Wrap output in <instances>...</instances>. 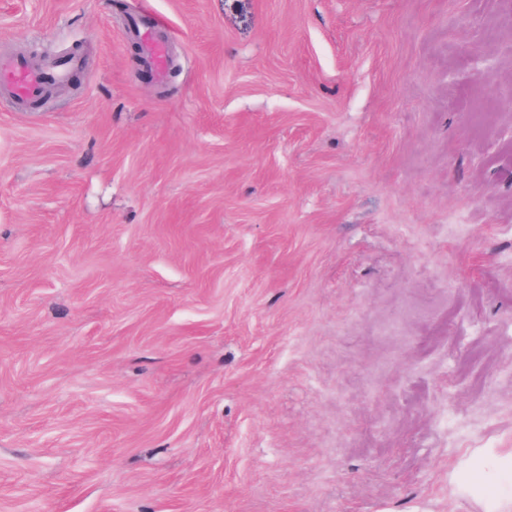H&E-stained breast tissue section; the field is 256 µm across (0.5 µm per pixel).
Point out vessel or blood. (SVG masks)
I'll return each instance as SVG.
<instances>
[{"mask_svg": "<svg viewBox=\"0 0 512 512\" xmlns=\"http://www.w3.org/2000/svg\"><path fill=\"white\" fill-rule=\"evenodd\" d=\"M130 34L137 36L143 54L155 74L168 67V45L148 18L133 19ZM82 61L71 56L39 64L24 56L0 54V97L30 109L43 101L50 89L81 70Z\"/></svg>", "mask_w": 512, "mask_h": 512, "instance_id": "vessel-or-blood-1", "label": "vessel or blood"}]
</instances>
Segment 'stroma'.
<instances>
[{"label": "stroma", "instance_id": "35a3bbf8", "mask_svg": "<svg viewBox=\"0 0 512 512\" xmlns=\"http://www.w3.org/2000/svg\"><path fill=\"white\" fill-rule=\"evenodd\" d=\"M75 46L0 101V512L512 496V0H0ZM128 32L139 37L143 55L156 75H161L168 67L167 38L160 36L156 26L145 17L132 20ZM82 65L76 56L39 64L24 56L0 54V96L30 110Z\"/></svg>", "mask_w": 512, "mask_h": 512}]
</instances>
